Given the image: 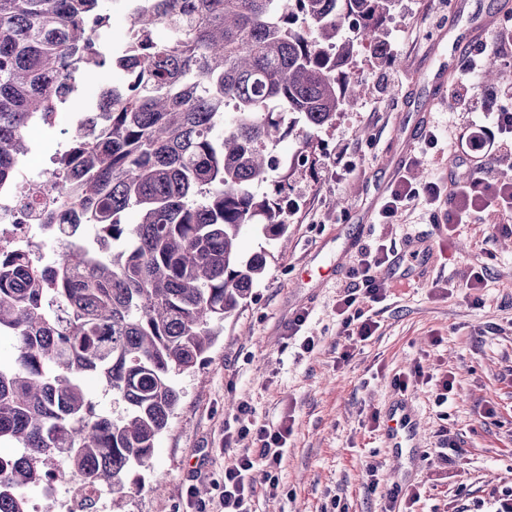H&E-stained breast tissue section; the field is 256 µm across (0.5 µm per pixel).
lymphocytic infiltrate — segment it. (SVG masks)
Returning a JSON list of instances; mask_svg holds the SVG:
<instances>
[{"label": "lymphocytic infiltrate", "instance_id": "obj_1", "mask_svg": "<svg viewBox=\"0 0 512 512\" xmlns=\"http://www.w3.org/2000/svg\"><path fill=\"white\" fill-rule=\"evenodd\" d=\"M488 51L504 66H512L511 22L498 27L491 47H478L462 58L458 68L461 85H469ZM484 96L493 105L490 124L473 122L454 149L461 163L474 167V175L451 181L444 193L436 183H428L420 191L407 178H399L380 210L384 223H391L399 212L422 197L431 204L447 198L448 231L452 234L458 226L472 223L486 211L512 215V82L488 89ZM390 256V247L383 243L361 249L356 266L349 270L350 283L336 304L346 340L364 341L376 331V321L366 316L364 308L385 298L382 273L391 264ZM234 423V428L224 431V446L232 451L224 466V490L216 505L202 501L196 503L195 512H252L251 503L257 494L272 496L279 489L278 471L293 432L292 420L275 427L257 424L251 404L243 400L237 406ZM248 439L253 442L249 448L244 445ZM236 444L241 447L237 453L232 450Z\"/></svg>", "mask_w": 512, "mask_h": 512}]
</instances>
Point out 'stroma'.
Listing matches in <instances>:
<instances>
[{
  "label": "stroma",
  "mask_w": 512,
  "mask_h": 512,
  "mask_svg": "<svg viewBox=\"0 0 512 512\" xmlns=\"http://www.w3.org/2000/svg\"><path fill=\"white\" fill-rule=\"evenodd\" d=\"M468 13L448 0H395L380 34L397 67L357 42L355 68L364 97L315 139L313 163L290 181L288 242H267L255 226L240 234L248 255L268 249L264 276L224 321V332L197 364L179 376L182 398L159 437L150 469L112 512H193L186 490L215 499L224 488V424L248 400L258 423L294 419L276 497L257 496L253 512H385L395 488L419 489L414 512H496L512 491V232L500 215L461 225L453 241L439 226L445 205L417 200L391 224L378 212L390 185L406 175L413 187L447 188L465 166L448 160V141L471 120L462 97L478 85L449 80L434 99L437 74L451 68L468 37ZM400 76L393 89L385 73ZM126 81L105 67L80 84L62 113L92 110L98 90ZM27 140V171L51 166L65 146L59 127L37 126ZM352 168L336 172L339 146ZM421 243L410 258V240ZM391 245L390 292L374 307L380 324L367 341L347 346L336 299L362 247ZM485 266L487 286L464 288L470 267ZM308 310L301 336H289L296 312ZM313 352L300 349L302 336ZM421 369L409 386L420 419L417 451L396 453L372 415L398 395L394 380ZM455 378L456 395L437 405L438 383ZM459 453L442 456L449 442ZM376 464L369 478L368 464Z\"/></svg>",
  "instance_id": "obj_1"
}]
</instances>
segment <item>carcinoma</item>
Segmentation results:
<instances>
[{
    "label": "carcinoma",
    "instance_id": "obj_1",
    "mask_svg": "<svg viewBox=\"0 0 512 512\" xmlns=\"http://www.w3.org/2000/svg\"><path fill=\"white\" fill-rule=\"evenodd\" d=\"M103 2L0 0V184L18 178L29 128L52 124L66 100L60 79L107 65L129 75L102 111L81 113L59 159L70 223L48 211L42 224L48 244L64 237L69 249L49 266L0 249V337L13 348L0 361V443L17 449L0 468V512H29L52 458L114 500L150 467L181 399L177 378L265 272L266 251L241 254V228L269 241L287 232L277 196L297 167L274 181L276 197L255 192L280 169L272 145L294 132L309 161L314 134L363 96L344 21L385 60L394 0H112L138 35L107 56L92 52L109 23ZM503 76L488 57L481 82ZM87 376L121 410L101 411Z\"/></svg>",
    "mask_w": 512,
    "mask_h": 512
}]
</instances>
